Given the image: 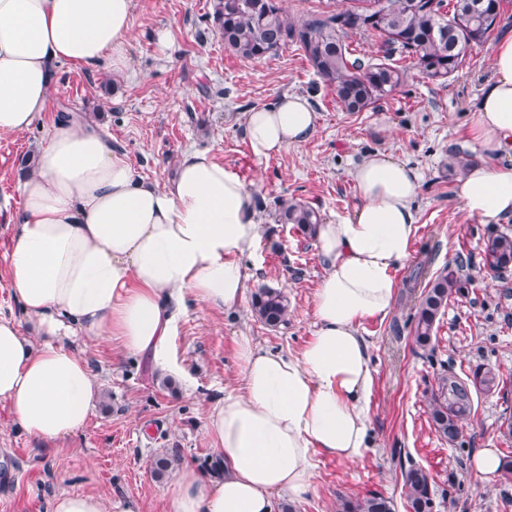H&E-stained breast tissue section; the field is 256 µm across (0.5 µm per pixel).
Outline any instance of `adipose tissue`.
Returning a JSON list of instances; mask_svg holds the SVG:
<instances>
[{"label":"adipose tissue","instance_id":"adipose-tissue-1","mask_svg":"<svg viewBox=\"0 0 512 512\" xmlns=\"http://www.w3.org/2000/svg\"><path fill=\"white\" fill-rule=\"evenodd\" d=\"M133 0H0V135L47 120L55 64L128 60ZM494 77L470 116V144L488 156L459 177L468 216L512 215V37L496 46ZM49 125L19 185L8 284L22 315H0V401L32 438L81 431L100 399L82 354L89 338L171 369L169 338L186 301L235 308L255 274L261 237L256 199L206 151H184L165 187L144 180L112 137L84 116ZM317 115L283 95L251 110L244 134L266 159L308 140ZM353 211L317 225L325 273L314 295L316 332L298 353L240 337L241 381L208 415L224 477L184 466L169 484L171 512H276V494L299 499L313 485L312 455L361 458L372 446L368 345L358 325L383 317L393 272L419 233L413 201L421 172L375 151L351 171Z\"/></svg>","mask_w":512,"mask_h":512}]
</instances>
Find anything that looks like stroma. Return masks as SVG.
I'll return each mask as SVG.
<instances>
[{
    "mask_svg": "<svg viewBox=\"0 0 512 512\" xmlns=\"http://www.w3.org/2000/svg\"><path fill=\"white\" fill-rule=\"evenodd\" d=\"M214 0H133L131 48L125 69L62 63L53 69L51 115L77 112L104 127L148 181L164 185L183 151H210L254 193L262 235L260 282L240 304L219 311L186 304L170 338L173 369L156 370L145 356L126 354L117 340L87 341L84 355L101 384V398L86 427L63 443L28 436L0 403V512H51L60 492L99 495L109 512H170L166 480L155 479L156 454L177 452L180 464L218 473L215 440L207 416L225 391L238 386L239 337L285 352L300 351L315 332L314 293L323 274L316 241L296 225L278 223L283 199L319 211L323 221L351 212L358 201L351 170L369 152L408 162L423 175L414 201L420 233L408 261L397 268V294L385 317L364 320L373 369L368 417L373 448L353 462L314 452L311 492L300 500L280 497L281 512H338L342 500L370 492L392 497L406 512L403 469L416 465L433 478L434 512H512V482L481 481L471 469L482 448L506 453L498 433L512 401L478 396L457 445L440 439L428 415L435 376L464 375L478 364L512 378V269L483 273L488 239L512 234V217L489 223L467 216L454 198V154L480 152L468 143L470 114L492 76L497 45L489 40L440 84L411 74L389 98L363 112H345L319 81L302 51L288 45L277 54L247 60L225 49L213 20ZM170 31L171 46L158 32ZM298 94L318 115L305 142L266 159L255 158L244 137L247 112ZM38 126L0 135V314L21 317L7 283L13 219L22 206L20 180L33 166ZM464 258L472 283L451 295L435 326L431 350L413 340L412 317L421 288L449 262ZM279 288L288 314L270 327L252 312L258 286Z\"/></svg>",
    "mask_w": 512,
    "mask_h": 512,
    "instance_id": "stroma-1",
    "label": "stroma"
}]
</instances>
